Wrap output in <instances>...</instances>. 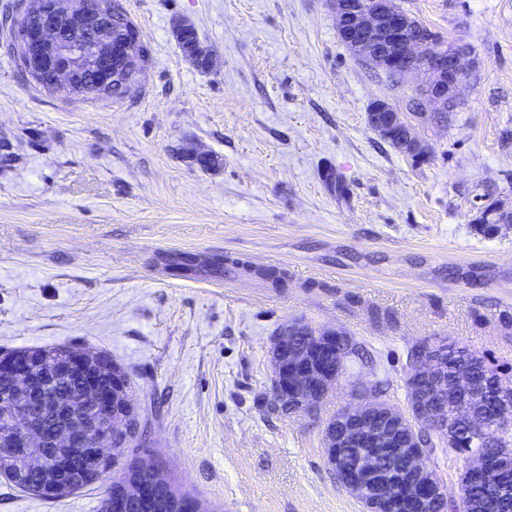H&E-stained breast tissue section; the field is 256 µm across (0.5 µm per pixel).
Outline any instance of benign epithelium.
I'll return each instance as SVG.
<instances>
[{
  "label": "benign epithelium",
  "mask_w": 512,
  "mask_h": 512,
  "mask_svg": "<svg viewBox=\"0 0 512 512\" xmlns=\"http://www.w3.org/2000/svg\"><path fill=\"white\" fill-rule=\"evenodd\" d=\"M328 2L339 18V34L355 56L404 82L426 72L429 81L424 95L438 111H448L466 75L462 62L465 46L433 45L415 37L412 18L400 11L394 0ZM29 15L33 21L24 33L26 56L38 72L51 73L58 86L81 87L78 76L90 73L94 86L106 88L112 84L113 64L145 66L138 43L129 36L111 33L110 14L98 5L76 11L71 0H37ZM367 119L381 138H396L403 153L415 159L426 157L415 126L387 102H373ZM310 338L312 343L307 346L290 348L288 337L281 336L272 351L274 402L301 415L314 413L317 397L338 381L337 373L315 363L336 350V336L313 331ZM439 345L438 341L427 343L416 361L419 374L434 385L444 383L443 365L435 355ZM57 373L77 379L79 394L62 391ZM0 378L9 385L0 395V472L21 478L31 472L46 477L60 474L78 481L104 471L106 445L114 434L128 427L134 410L128 386L112 380V363L70 348L59 351L51 361L28 353L18 360L0 358ZM455 391L472 403L490 394L486 383L465 366L456 374ZM356 396L352 414L362 420L365 435L373 437L377 434L374 422L387 410L363 385L357 388ZM503 452L493 448L469 455V472L485 483L497 480L495 457ZM397 454L400 459L390 468L404 466L412 473V496L399 494V487L386 480L383 472L371 469L345 483L355 497L367 500L368 512H424L431 500L448 499L432 460L416 447Z\"/></svg>",
  "instance_id": "7a95c632"
}]
</instances>
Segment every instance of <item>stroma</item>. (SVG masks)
<instances>
[{
  "mask_svg": "<svg viewBox=\"0 0 512 512\" xmlns=\"http://www.w3.org/2000/svg\"><path fill=\"white\" fill-rule=\"evenodd\" d=\"M397 3L470 51L453 108L412 119L423 160L367 112H408L426 76L355 57L326 0H121L149 51L122 101L39 87L6 45L23 0H0V357L67 347L121 366L154 461L204 512H364L324 445L355 382L385 379L381 401L406 408L408 352L434 337L512 372V224L477 221L512 207V0ZM175 252L255 272L177 278L160 263ZM272 268L286 287L259 277ZM292 321L374 362L288 417L266 405ZM118 477L57 499L0 477V512H101ZM175 37L183 52L193 60L197 67L205 69L208 66V58L210 65L209 53L208 58L197 54L199 40L193 26L189 24H179L175 30Z\"/></svg>",
  "mask_w": 512,
  "mask_h": 512,
  "instance_id": "35a3bbf8",
  "label": "stroma"
}]
</instances>
